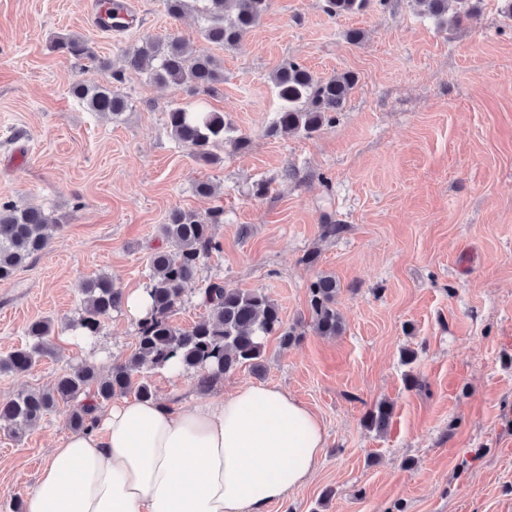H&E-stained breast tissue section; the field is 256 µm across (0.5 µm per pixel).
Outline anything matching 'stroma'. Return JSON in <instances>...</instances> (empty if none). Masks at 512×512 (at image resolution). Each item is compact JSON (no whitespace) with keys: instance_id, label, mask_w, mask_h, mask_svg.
<instances>
[{"instance_id":"35a3bbf8","label":"stroma","mask_w":512,"mask_h":512,"mask_svg":"<svg viewBox=\"0 0 512 512\" xmlns=\"http://www.w3.org/2000/svg\"><path fill=\"white\" fill-rule=\"evenodd\" d=\"M323 5L270 0L237 49L213 48L224 86L209 107L248 145L210 164L166 124L169 107L192 97L123 61L151 37L201 47L193 17L137 0L135 24L110 35L87 0H0V201L58 218L46 250L0 281V356L25 343L31 322L54 325L50 354L30 372L0 373V402L128 357L136 323L121 309L92 341H66L83 283L146 284L169 213L220 205L211 232L222 249L203 259L176 326L208 316L196 292L212 281L261 290L291 326L308 322L317 275L340 285V335L309 330L288 347L268 337L263 373L242 368L211 389L277 384L325 427L313 480L270 512H512V20L502 0H481L477 19L446 29L415 0L335 18ZM351 29L361 43L347 41ZM64 34L83 36L108 70L50 52ZM288 58L357 78L335 122L310 138L266 134L279 110L271 76ZM117 69L131 104L120 120L72 96L80 81L113 83ZM202 182L214 196L197 194ZM327 222L343 232L323 237ZM384 400L394 414L379 433L364 416ZM70 412L59 404L17 436L0 428V512L24 498Z\"/></svg>"}]
</instances>
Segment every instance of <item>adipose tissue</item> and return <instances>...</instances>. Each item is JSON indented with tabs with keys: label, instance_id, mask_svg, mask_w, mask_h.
<instances>
[{
	"label": "adipose tissue",
	"instance_id": "ef3b65f1",
	"mask_svg": "<svg viewBox=\"0 0 512 512\" xmlns=\"http://www.w3.org/2000/svg\"><path fill=\"white\" fill-rule=\"evenodd\" d=\"M319 418L283 387L248 383L211 401L118 399L69 433L26 512H269L309 483Z\"/></svg>",
	"mask_w": 512,
	"mask_h": 512
}]
</instances>
